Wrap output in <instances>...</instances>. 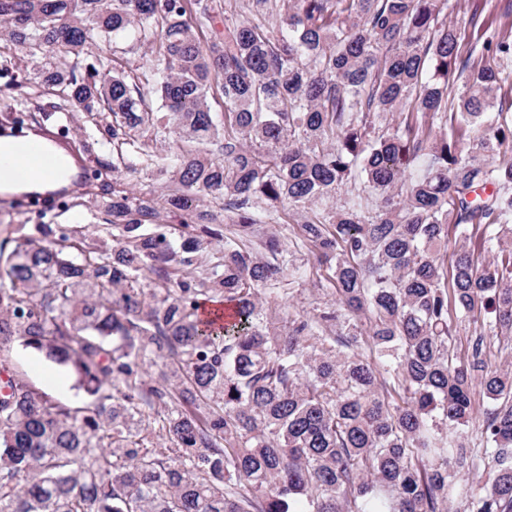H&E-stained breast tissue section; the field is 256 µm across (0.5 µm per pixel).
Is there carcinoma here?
I'll use <instances>...</instances> for the list:
<instances>
[{"label": "carcinoma", "instance_id": "carcinoma-1", "mask_svg": "<svg viewBox=\"0 0 512 512\" xmlns=\"http://www.w3.org/2000/svg\"><path fill=\"white\" fill-rule=\"evenodd\" d=\"M450 2L293 0L275 32L280 0H249L253 19L205 44L231 0H0L12 43L64 59L37 83L64 93L52 112L105 125L94 162L120 236L0 239V351L22 342L90 400L56 403L0 357V512H512V361L486 358L512 339V39L479 23L485 2L468 18L482 44L462 50ZM116 40L157 63L130 80L88 61ZM28 99L14 110L50 117ZM159 125L188 147L150 151ZM116 157L174 188L131 195ZM285 211L332 273L336 308L313 320L264 309L290 274L264 228ZM454 315L473 325L464 357Z\"/></svg>", "mask_w": 512, "mask_h": 512}]
</instances>
